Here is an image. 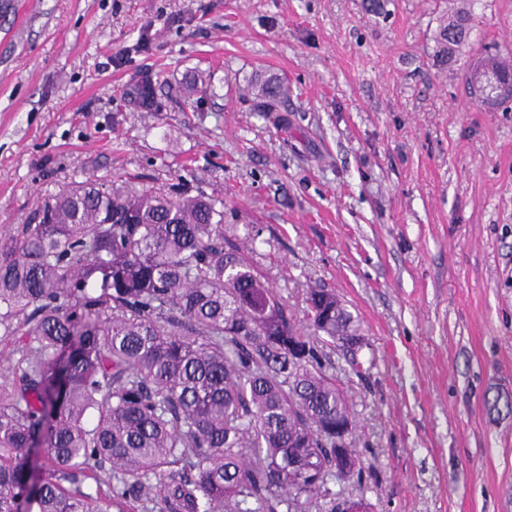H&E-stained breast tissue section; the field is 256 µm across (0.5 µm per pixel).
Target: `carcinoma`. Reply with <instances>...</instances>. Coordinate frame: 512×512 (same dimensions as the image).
<instances>
[{
    "label": "carcinoma",
    "instance_id": "cac0c4a2",
    "mask_svg": "<svg viewBox=\"0 0 512 512\" xmlns=\"http://www.w3.org/2000/svg\"><path fill=\"white\" fill-rule=\"evenodd\" d=\"M273 111L277 80L260 86ZM133 101L163 104L150 75ZM306 325L224 235V211L74 182L0 238V512H336L331 354L363 374L360 325L307 292Z\"/></svg>",
    "mask_w": 512,
    "mask_h": 512
}]
</instances>
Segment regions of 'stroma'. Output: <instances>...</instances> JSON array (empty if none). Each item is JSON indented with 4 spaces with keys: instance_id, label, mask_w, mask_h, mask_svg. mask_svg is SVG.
<instances>
[{
    "instance_id": "1",
    "label": "stroma",
    "mask_w": 512,
    "mask_h": 512,
    "mask_svg": "<svg viewBox=\"0 0 512 512\" xmlns=\"http://www.w3.org/2000/svg\"><path fill=\"white\" fill-rule=\"evenodd\" d=\"M0 11V234L74 181L177 183L295 317L335 290L334 354L378 482L371 512H512V103L470 95L512 0H11ZM476 50L435 61L444 20ZM153 76L161 112L130 100ZM288 89L287 124L258 112Z\"/></svg>"
}]
</instances>
